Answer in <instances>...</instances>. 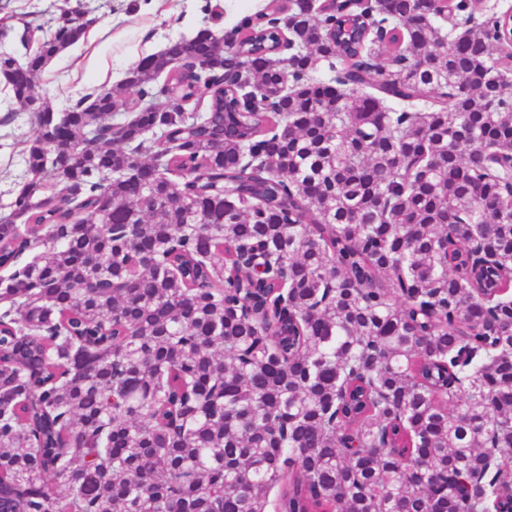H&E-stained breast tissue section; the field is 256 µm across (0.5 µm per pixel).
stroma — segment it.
Here are the masks:
<instances>
[{"label": "stroma", "instance_id": "obj_1", "mask_svg": "<svg viewBox=\"0 0 512 512\" xmlns=\"http://www.w3.org/2000/svg\"><path fill=\"white\" fill-rule=\"evenodd\" d=\"M270 0H90L97 22L87 40L56 58L37 83L40 94L62 103L87 88L120 83L144 56L201 27L229 31ZM33 134L29 118L10 119L0 107V211L5 210L20 152Z\"/></svg>", "mask_w": 512, "mask_h": 512}]
</instances>
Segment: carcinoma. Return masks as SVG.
Instances as JSON below:
<instances>
[{
	"label": "carcinoma",
	"instance_id": "carcinoma-1",
	"mask_svg": "<svg viewBox=\"0 0 512 512\" xmlns=\"http://www.w3.org/2000/svg\"><path fill=\"white\" fill-rule=\"evenodd\" d=\"M478 4L288 0L60 107L36 82L95 9L0 28L36 125L0 220V512L512 504V54Z\"/></svg>",
	"mask_w": 512,
	"mask_h": 512
}]
</instances>
